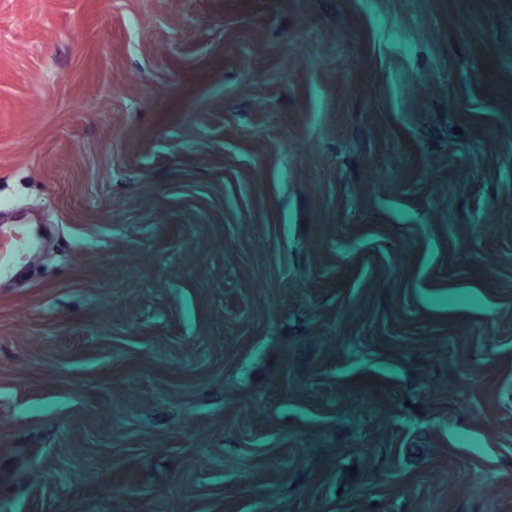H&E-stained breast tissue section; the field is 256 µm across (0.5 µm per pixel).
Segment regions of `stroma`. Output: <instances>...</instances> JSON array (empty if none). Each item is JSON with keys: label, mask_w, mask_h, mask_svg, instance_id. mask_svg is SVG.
<instances>
[{"label": "stroma", "mask_w": 512, "mask_h": 512, "mask_svg": "<svg viewBox=\"0 0 512 512\" xmlns=\"http://www.w3.org/2000/svg\"><path fill=\"white\" fill-rule=\"evenodd\" d=\"M0 512H512V0H0ZM4 226L1 227V250H0V272L10 269L14 262L27 249L26 236L18 231L3 234Z\"/></svg>", "instance_id": "obj_1"}]
</instances>
